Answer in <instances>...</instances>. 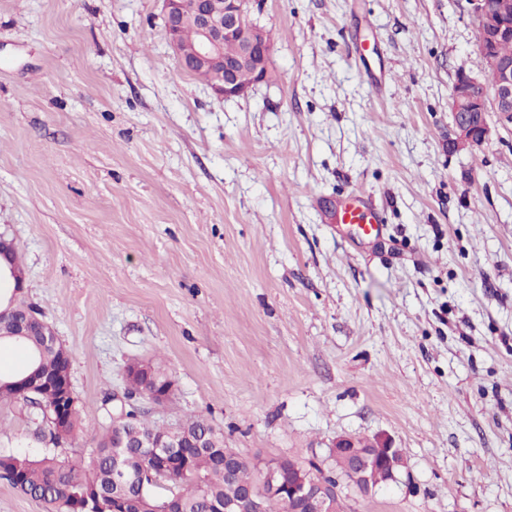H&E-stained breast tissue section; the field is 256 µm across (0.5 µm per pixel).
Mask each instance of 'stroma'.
Returning <instances> with one entry per match:
<instances>
[{
	"label": "stroma",
	"instance_id": "1",
	"mask_svg": "<svg viewBox=\"0 0 512 512\" xmlns=\"http://www.w3.org/2000/svg\"><path fill=\"white\" fill-rule=\"evenodd\" d=\"M270 76L222 101L160 0H0V232L70 353L87 461L135 359L246 460L402 450L351 512H512V129L453 150L472 0H261ZM376 46L366 59L359 42ZM362 189L360 243L333 220ZM0 402V453L41 451ZM335 219L336 224L351 227L362 241L377 239L385 230L381 208L372 194L361 190L336 201ZM332 451V459L338 460L342 455L347 454L353 458V464L357 467V475L354 476L355 479H363L364 475L361 473L367 470L370 466L369 455L362 450V448H358L355 446V443L351 439H340L336 442V446L334 448H330Z\"/></svg>",
	"mask_w": 512,
	"mask_h": 512
}]
</instances>
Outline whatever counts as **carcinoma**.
I'll return each instance as SVG.
<instances>
[{
	"label": "carcinoma",
	"mask_w": 512,
	"mask_h": 512,
	"mask_svg": "<svg viewBox=\"0 0 512 512\" xmlns=\"http://www.w3.org/2000/svg\"><path fill=\"white\" fill-rule=\"evenodd\" d=\"M30 305L16 301L13 317L27 324L29 335L3 337L23 344V349L37 352L43 349L42 365L48 372L66 368L63 354L44 346L40 324L29 318ZM148 374L130 381L133 392H154L157 384L169 379L160 365L147 362ZM167 428L151 423L136 407H115L105 432L93 450L88 465L69 464L57 457L55 450L46 448L39 456L9 454L11 465L0 469V479L19 491L43 501L48 512H68L71 504L87 497L100 499L99 512H111L112 502L123 501L127 512H208L214 504L236 500L250 490L261 499L262 512H288V484L295 473L302 476L321 475L323 470L315 462L305 463L291 458L271 459L262 466L242 462L234 477L224 475V457H237L239 452L224 443V433L211 426L202 417L183 421L185 441L205 436L215 440L214 448H189L184 466L178 465L153 481L149 477L133 480L131 475L150 466L143 448L124 449L125 476L120 478L112 470V435L128 439L138 434L161 436ZM23 474L16 483L13 473Z\"/></svg>",
	"instance_id": "obj_1"
}]
</instances>
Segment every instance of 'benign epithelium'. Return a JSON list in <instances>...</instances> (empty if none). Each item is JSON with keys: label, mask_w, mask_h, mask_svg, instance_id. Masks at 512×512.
Listing matches in <instances>:
<instances>
[{"label": "benign epithelium", "mask_w": 512, "mask_h": 512, "mask_svg": "<svg viewBox=\"0 0 512 512\" xmlns=\"http://www.w3.org/2000/svg\"><path fill=\"white\" fill-rule=\"evenodd\" d=\"M212 0H162L165 30L178 61L179 67L189 72L195 66L210 69L214 80L209 84L212 93L220 100L244 96L251 88L267 80L273 47L264 38L260 26L252 19L253 4L250 0H224V7L216 9ZM477 17L478 51L485 67L496 74L492 85L493 96L487 90L475 93L476 79L465 71L458 73L451 92L450 108L454 127L452 147L456 150H473L488 142L497 128L488 122V114L495 112L512 125V57L497 52L499 43L512 39V8L509 0H473ZM191 23L196 32L195 42L190 47L183 45L181 30L185 23ZM235 39L240 44L236 58H224V41ZM248 67L252 82L243 84L239 71ZM16 393L28 397L38 396L47 405V420L59 427L69 422L76 408L71 378L50 379L37 372H31L12 382ZM180 425H175L163 436L146 437L140 440V447L152 449L153 468L164 472L170 460L183 455L179 438ZM381 457L390 460L385 470L389 480L399 482L402 470L407 468L397 448L379 449ZM347 454L357 467L356 478L362 479V472L370 466L369 455L355 446L351 439H340L332 448V455L338 459ZM344 481L341 471L330 479L298 480L290 491L294 503L293 512H332V504L340 500V486ZM250 512H259V503L248 497L243 503L233 500L216 508L213 512H243L244 506Z\"/></svg>", "instance_id": "7a95c632"}]
</instances>
